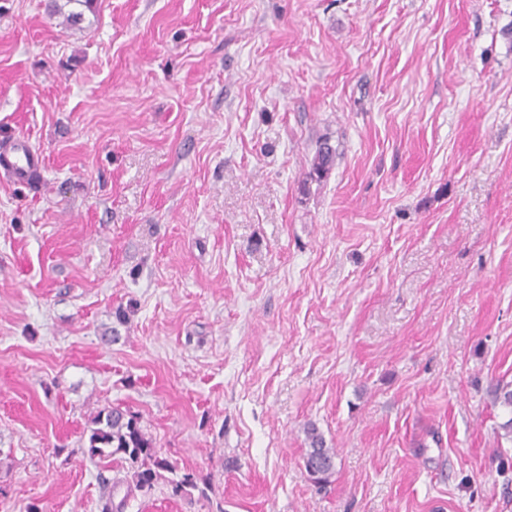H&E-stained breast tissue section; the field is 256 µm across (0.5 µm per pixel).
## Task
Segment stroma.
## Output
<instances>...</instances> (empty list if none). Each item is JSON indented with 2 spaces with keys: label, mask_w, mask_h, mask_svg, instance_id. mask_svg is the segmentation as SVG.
Wrapping results in <instances>:
<instances>
[{
  "label": "stroma",
  "mask_w": 512,
  "mask_h": 512,
  "mask_svg": "<svg viewBox=\"0 0 512 512\" xmlns=\"http://www.w3.org/2000/svg\"><path fill=\"white\" fill-rule=\"evenodd\" d=\"M510 23L0 0V145L44 159L0 177V512H512ZM113 406L208 495L89 458ZM305 433L309 447L303 457L305 471L316 484L328 483L335 473L336 449L326 446L314 425H308Z\"/></svg>",
  "instance_id": "obj_1"
}]
</instances>
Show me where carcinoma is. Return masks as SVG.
I'll use <instances>...</instances> for the list:
<instances>
[{
    "instance_id": "cac0c4a2",
    "label": "carcinoma",
    "mask_w": 512,
    "mask_h": 512,
    "mask_svg": "<svg viewBox=\"0 0 512 512\" xmlns=\"http://www.w3.org/2000/svg\"><path fill=\"white\" fill-rule=\"evenodd\" d=\"M333 164V152L327 144L319 145L311 172L317 178L324 176ZM495 402L512 411V384L497 382L492 386ZM87 453L90 458L119 457L128 464L124 483L127 491L153 487L164 473H175V466L158 454L151 440L140 426L136 415L119 407L105 408L92 421ZM308 448L303 457L304 468L310 480L317 484L330 482L335 473L336 449L326 446L323 436L314 425L307 426ZM175 495H185L198 488L197 477L185 472L169 480Z\"/></svg>"
}]
</instances>
